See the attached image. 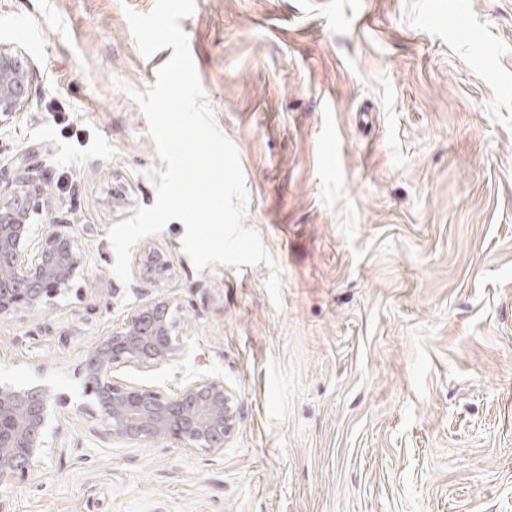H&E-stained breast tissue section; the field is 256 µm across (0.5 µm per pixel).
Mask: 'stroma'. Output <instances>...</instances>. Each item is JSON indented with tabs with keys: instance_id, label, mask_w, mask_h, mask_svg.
<instances>
[{
	"instance_id": "stroma-1",
	"label": "stroma",
	"mask_w": 512,
	"mask_h": 512,
	"mask_svg": "<svg viewBox=\"0 0 512 512\" xmlns=\"http://www.w3.org/2000/svg\"><path fill=\"white\" fill-rule=\"evenodd\" d=\"M155 0H0L30 77L0 122L29 150L88 268L54 306L0 315V380L67 385L140 293L173 297L186 349L129 383L217 375L223 450L123 443L60 408L59 448L0 483L7 512H512V0H196L181 19L235 146L265 264L197 269L170 221L112 272L111 225L161 167L125 15ZM169 267L155 273L153 258Z\"/></svg>"
}]
</instances>
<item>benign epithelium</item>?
I'll return each instance as SVG.
<instances>
[{"mask_svg":"<svg viewBox=\"0 0 512 512\" xmlns=\"http://www.w3.org/2000/svg\"><path fill=\"white\" fill-rule=\"evenodd\" d=\"M29 78L14 54L0 46V118L21 110ZM15 180L0 188V314L29 311L68 292L86 264V253L63 220H42L43 210L27 187L33 180L30 153L14 157ZM174 300L146 296L112 332L85 350L75 376L114 441H169L186 448L222 450L235 429L237 410L224 379L189 376L180 390L126 383L117 364L160 367L183 353L172 317ZM68 396L43 381L0 383V482L23 473L57 447V409Z\"/></svg>","mask_w":512,"mask_h":512,"instance_id":"benign-epithelium-1","label":"benign epithelium"}]
</instances>
